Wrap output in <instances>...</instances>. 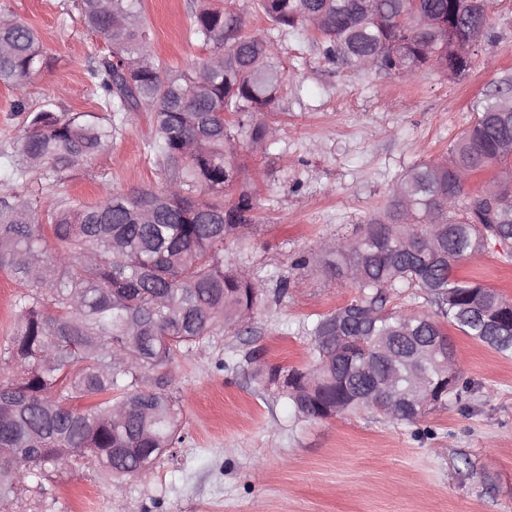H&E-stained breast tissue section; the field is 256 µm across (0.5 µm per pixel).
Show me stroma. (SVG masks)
<instances>
[{"instance_id": "stroma-1", "label": "stroma", "mask_w": 512, "mask_h": 512, "mask_svg": "<svg viewBox=\"0 0 512 512\" xmlns=\"http://www.w3.org/2000/svg\"><path fill=\"white\" fill-rule=\"evenodd\" d=\"M189 3L142 0L155 50L173 69L202 54L186 34ZM0 13L33 27L50 56L24 90L0 84V193L25 198L40 213L56 194L94 204L110 193L160 189L143 112L129 114L121 135L61 182L37 168L11 176L27 109L52 103L102 115L88 68L107 45L85 26L77 0H0ZM488 16V36L458 77L425 70L407 82L357 73L328 59L315 33L282 38L288 96L280 132L269 148L240 155L257 225L225 241L224 261L269 290L288 280L287 294L268 299L239 334L210 336L166 367L184 441L148 481L104 478L74 463L50 473L45 495L21 491L0 506L5 512H512V356L449 330L467 387L460 401L413 425L373 410L295 416L279 385L255 377L249 361L313 364L308 322L357 291L299 259L354 234L383 208L398 177L445 157L477 106L512 89V0H491ZM506 252L488 241L459 272L512 300Z\"/></svg>"}]
</instances>
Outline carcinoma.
Wrapping results in <instances>:
<instances>
[{
	"mask_svg": "<svg viewBox=\"0 0 512 512\" xmlns=\"http://www.w3.org/2000/svg\"><path fill=\"white\" fill-rule=\"evenodd\" d=\"M467 0H258L277 35L244 31L234 0L189 6L190 35L204 55L173 70L153 50L142 0H79L83 22L100 33L107 51L89 70L110 113L106 122L53 105L28 111L17 144V179L42 166L59 182L102 152L130 112L152 114L150 152L164 172L159 191L108 194L88 205L57 197L36 216L29 202L0 193V270L26 285L21 312L0 348V505L48 465L80 461L108 477L145 481L163 455L182 443L183 412L152 371L216 331L237 332L264 292L261 282L224 264V241L255 223V198L241 180L240 141L271 146L279 128L267 120L282 101L285 76L279 38L307 30L314 19L326 57L375 73L452 75L460 42L487 37V12ZM435 22L429 30L413 16ZM47 64L36 31L11 17L0 21V83L21 88ZM512 158V111L488 102L448 148L445 161L411 167L390 188L382 213L359 227L353 247L339 238L323 261L311 252L301 267L333 272L356 268L349 285L358 296L308 327L318 358L308 368L268 366L256 374L282 380L294 411L324 419L371 408L409 424L423 415L396 414L389 395L363 394L364 346L370 336L396 337L387 371L418 345L426 360L428 393L438 406L459 399L457 363L445 364V327L503 355L512 354V308L505 297L457 275L461 261L483 242L512 240V220L465 192L456 170L488 172ZM423 309L388 308L390 291Z\"/></svg>",
	"mask_w": 512,
	"mask_h": 512,
	"instance_id": "carcinoma-1",
	"label": "carcinoma"
}]
</instances>
